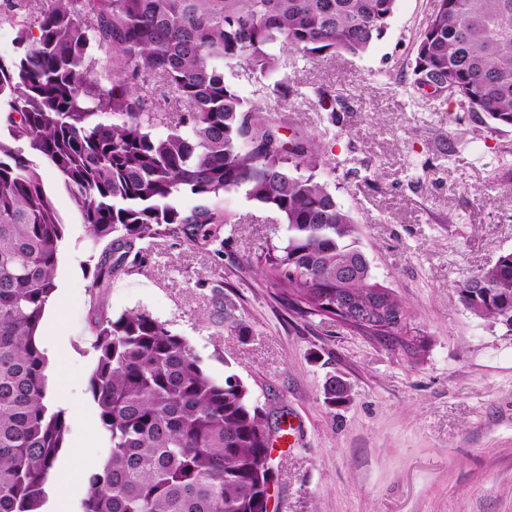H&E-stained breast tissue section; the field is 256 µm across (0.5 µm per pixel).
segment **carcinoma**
Masks as SVG:
<instances>
[{
    "label": "carcinoma",
    "mask_w": 512,
    "mask_h": 512,
    "mask_svg": "<svg viewBox=\"0 0 512 512\" xmlns=\"http://www.w3.org/2000/svg\"><path fill=\"white\" fill-rule=\"evenodd\" d=\"M397 0H52L0 58V512H51L54 467L70 433L50 392L38 331L57 289L66 224L41 166L72 195L101 261L90 288L144 259L141 244L183 236L224 254V198L278 214L280 245L256 256L261 274L302 316L340 320L336 281L357 311L374 281L349 212L317 170L310 135L280 133L225 70L287 101L281 52L305 58L367 51ZM38 29L33 35L32 29ZM410 86L458 99L490 129L512 127V0H433ZM460 302L512 333V251L462 280ZM402 326L372 333L403 342ZM88 392L107 445L76 512H264L274 480L268 415L235 375L213 378L181 336L142 311L95 321ZM326 399H349L328 381Z\"/></svg>",
    "instance_id": "cac0c4a2"
}]
</instances>
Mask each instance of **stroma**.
Masks as SVG:
<instances>
[{
	"instance_id": "35a3bbf8",
	"label": "stroma",
	"mask_w": 512,
	"mask_h": 512,
	"mask_svg": "<svg viewBox=\"0 0 512 512\" xmlns=\"http://www.w3.org/2000/svg\"><path fill=\"white\" fill-rule=\"evenodd\" d=\"M432 0H397L359 56L282 58L295 128L323 136L319 171L358 228L376 281L405 304L423 350L410 358L336 322L302 318L256 265L281 244L274 212L228 195L237 221L224 254L184 238L151 240L140 266L93 291L100 253L51 169L45 187L67 226L42 344L60 356L51 394L73 424L56 472L106 456L87 381L99 313L138 309L185 338L215 377L234 374L291 435L272 450L271 512H512V334L468 312L459 281L512 250V127L493 131L457 99L410 93L408 68ZM337 98L328 121L317 89ZM350 388L331 404L328 378Z\"/></svg>"
}]
</instances>
